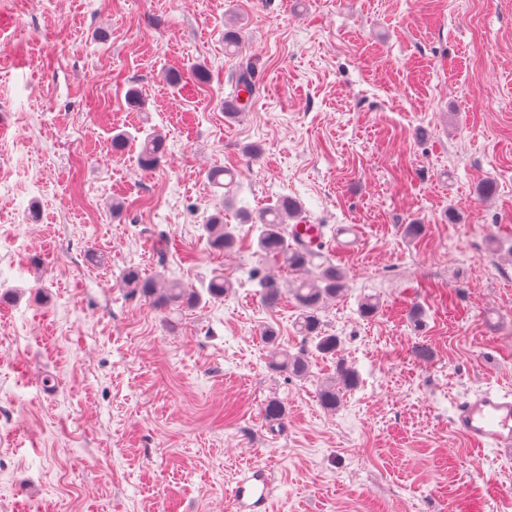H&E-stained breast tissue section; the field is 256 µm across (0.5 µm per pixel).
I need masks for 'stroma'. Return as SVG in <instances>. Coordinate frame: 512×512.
Instances as JSON below:
<instances>
[{"label":"stroma","mask_w":512,"mask_h":512,"mask_svg":"<svg viewBox=\"0 0 512 512\" xmlns=\"http://www.w3.org/2000/svg\"><path fill=\"white\" fill-rule=\"evenodd\" d=\"M233 23L256 92L230 119ZM152 127L158 168L113 153L115 134ZM220 167L231 193L208 179ZM281 194L363 232L357 253L312 261L349 284L320 313L360 378L333 412L317 389L337 359L292 377L259 340L271 325L306 345L290 296L265 307L248 280L287 290L292 273L237 221ZM219 206L238 240L226 253L202 230ZM131 266L232 288L159 311L122 287ZM9 289L0 512H233L256 465L268 512H512V456L449 426L475 390L512 391V0H0ZM271 398L281 421L263 416Z\"/></svg>","instance_id":"1"}]
</instances>
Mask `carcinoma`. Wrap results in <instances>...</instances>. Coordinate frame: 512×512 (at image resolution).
<instances>
[{"mask_svg":"<svg viewBox=\"0 0 512 512\" xmlns=\"http://www.w3.org/2000/svg\"><path fill=\"white\" fill-rule=\"evenodd\" d=\"M255 92L254 67L247 60H240L235 73L233 98L244 93L252 97ZM139 143V162L151 169L159 165L166 154V140L152 130L142 131V137H131L126 133H118L112 139L113 149L122 154L134 143ZM301 213L300 202L289 196H279L276 202L258 212H246L244 223L252 224L258 230L257 247L266 257L280 262L293 271H304L312 262L309 253L294 246L288 231V219ZM207 244L218 251L231 249L235 246L237 237L234 229L224 223V214L217 211L207 217L203 224ZM124 287L140 294L155 308L162 310L168 307H192L203 302L204 297L219 299L224 297L231 284L220 277L209 280L203 290L187 288L176 279L162 282L142 277L136 267L127 268L122 275ZM347 283L344 276L332 265L318 267V272L312 279H300L293 289L297 304V332L314 344L316 351L324 356H336L340 350L339 337L326 333L322 328L320 312L323 305L344 295ZM282 296L279 283L270 277L260 279L259 297L262 303L273 308L277 306ZM261 339L270 350L269 366L271 369L284 372L294 377H304L309 372V353L301 349L291 353L281 347L277 331L267 326L261 332ZM359 376L355 369L345 362L336 361V377L323 383L318 391L321 406L334 411L339 407L344 392L357 388Z\"/></svg>","mask_w":512,"mask_h":512,"instance_id":"cac0c4a2","label":"carcinoma"}]
</instances>
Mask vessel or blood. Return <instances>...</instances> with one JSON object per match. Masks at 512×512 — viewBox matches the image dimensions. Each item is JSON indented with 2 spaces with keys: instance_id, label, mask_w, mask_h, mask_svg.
I'll use <instances>...</instances> for the list:
<instances>
[{
  "instance_id": "obj_1",
  "label": "vessel or blood",
  "mask_w": 512,
  "mask_h": 512,
  "mask_svg": "<svg viewBox=\"0 0 512 512\" xmlns=\"http://www.w3.org/2000/svg\"><path fill=\"white\" fill-rule=\"evenodd\" d=\"M298 242L306 250L329 245L336 252L358 249L361 238L356 225L340 224L324 236L317 224L297 227ZM453 433L476 449L512 453V394L487 388L458 401L450 418ZM237 512H258L269 500V482L264 470L252 469L233 489Z\"/></svg>"
}]
</instances>
